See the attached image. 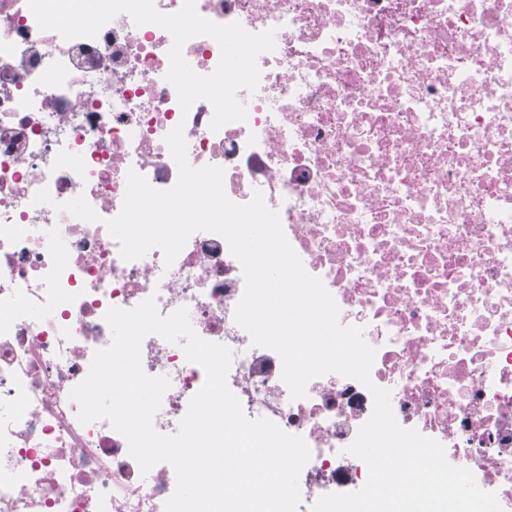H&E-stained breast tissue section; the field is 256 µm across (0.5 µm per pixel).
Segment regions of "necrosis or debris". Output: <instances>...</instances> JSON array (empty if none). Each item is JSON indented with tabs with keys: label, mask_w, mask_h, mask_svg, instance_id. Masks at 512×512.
<instances>
[{
	"label": "necrosis or debris",
	"mask_w": 512,
	"mask_h": 512,
	"mask_svg": "<svg viewBox=\"0 0 512 512\" xmlns=\"http://www.w3.org/2000/svg\"><path fill=\"white\" fill-rule=\"evenodd\" d=\"M213 22L275 29L258 58L246 121L212 130L165 80L170 34L118 14L97 37L40 30L27 0H0V512H164L176 476L142 473L108 422L80 423L71 390L106 347L109 308H187L228 346L227 377L249 418L301 436L299 512L351 492L366 464L345 452L372 414L357 380L327 374L291 399L279 355L234 321L240 263L215 233L172 266L127 261L104 222L128 170L155 188L178 168L224 170L233 202L261 190L342 324L375 348L371 379L397 422L441 443L512 512V0H196ZM85 195L87 222L35 203ZM143 370L170 381L154 418L175 433L202 366L157 335Z\"/></svg>",
	"instance_id": "necrosis-or-debris-1"
}]
</instances>
